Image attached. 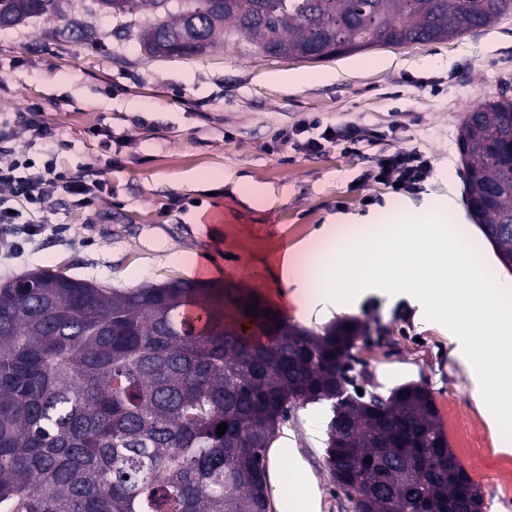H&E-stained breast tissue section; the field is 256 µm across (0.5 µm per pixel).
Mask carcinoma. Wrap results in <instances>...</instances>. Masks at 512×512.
Wrapping results in <instances>:
<instances>
[{
	"instance_id": "obj_1",
	"label": "carcinoma",
	"mask_w": 512,
	"mask_h": 512,
	"mask_svg": "<svg viewBox=\"0 0 512 512\" xmlns=\"http://www.w3.org/2000/svg\"><path fill=\"white\" fill-rule=\"evenodd\" d=\"M145 51L321 61L481 31L512 0H95ZM71 0H0V28L63 17ZM145 22L135 25V17ZM463 116L456 145L469 216L512 271V97ZM180 278L105 288L34 271L0 285V512H267L263 451L291 410L331 403L326 465L352 457V512H482L431 395L359 388L360 321L318 333L247 314ZM199 309L191 318L187 306ZM232 308L250 320L244 334ZM350 427L336 432V415ZM221 423L227 424L217 436Z\"/></svg>"
}]
</instances>
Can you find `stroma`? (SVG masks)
Instances as JSON below:
<instances>
[{
  "mask_svg": "<svg viewBox=\"0 0 512 512\" xmlns=\"http://www.w3.org/2000/svg\"><path fill=\"white\" fill-rule=\"evenodd\" d=\"M89 3L74 0L72 14L96 28L95 43L58 36L62 18L0 30V117L37 106L56 141L48 148L21 134L10 143L13 155L39 162L53 150L59 170L88 178L104 172L112 192L89 209L61 195L51 209L23 211L22 221L41 230L17 256L0 258V284L58 268L121 289L131 287L132 270L145 284L193 281L192 268L165 259L189 248L213 262L208 280L274 309L287 306L290 322L315 328L342 318L366 321L371 333L357 352L371 384L384 392L411 382L429 390L450 448L483 492V512H512L504 491L512 483V454L501 452L512 440V419L489 427L447 324L397 290L374 291L340 314L303 310L279 267L283 245L313 241L322 226L357 224L378 233L392 214L423 215L450 196L453 247L512 281L468 217L455 145L463 113L512 86V14L441 44L372 48L388 64L362 70L354 53L309 62L221 46L198 57L151 59L137 40L113 37L111 17L87 13ZM279 72H319L324 79L287 88L272 81ZM311 118L367 131L393 125L397 132L348 155L331 144L316 156L280 151V130ZM414 149L431 162L415 192L393 194L368 179L379 155ZM449 170L456 174L451 182ZM208 173L213 181H205ZM240 178L274 191L276 202L243 198L234 189ZM329 415V406L310 404L291 411L280 431L316 480L319 512H350L324 465Z\"/></svg>",
  "mask_w": 512,
  "mask_h": 512,
  "instance_id": "stroma-1",
  "label": "stroma"
}]
</instances>
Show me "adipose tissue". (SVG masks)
I'll return each mask as SVG.
<instances>
[{
	"mask_svg": "<svg viewBox=\"0 0 512 512\" xmlns=\"http://www.w3.org/2000/svg\"><path fill=\"white\" fill-rule=\"evenodd\" d=\"M442 201L425 217L397 221L385 234L359 231L339 248L317 255L322 281L300 274L296 258L283 262V276L310 304L347 305L370 288H398L447 323L459 344L458 356L476 379L473 397L490 421L512 417V283L486 287L483 272L449 253ZM274 474L287 476L285 512H317L316 487L293 448L277 449Z\"/></svg>",
	"mask_w": 512,
	"mask_h": 512,
	"instance_id": "adipose-tissue-1",
	"label": "adipose tissue"
}]
</instances>
